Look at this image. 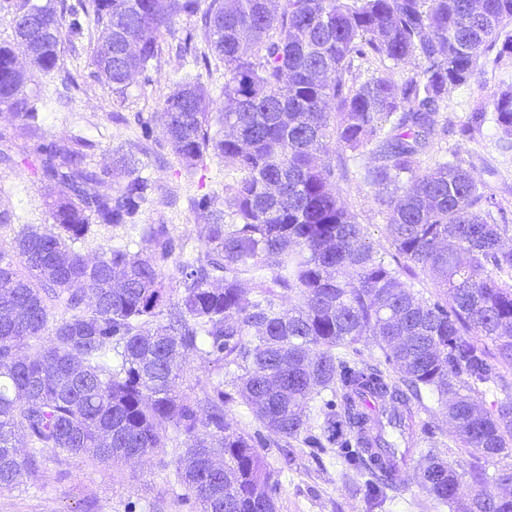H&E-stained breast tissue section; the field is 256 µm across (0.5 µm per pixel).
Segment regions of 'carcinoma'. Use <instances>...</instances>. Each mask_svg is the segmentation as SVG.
Listing matches in <instances>:
<instances>
[{"instance_id": "carcinoma-1", "label": "carcinoma", "mask_w": 512, "mask_h": 512, "mask_svg": "<svg viewBox=\"0 0 512 512\" xmlns=\"http://www.w3.org/2000/svg\"><path fill=\"white\" fill-rule=\"evenodd\" d=\"M5 2L47 81L71 82L61 75V35L98 32L91 77L119 97L135 73L150 82L174 18L199 20L207 49L189 32L179 53L208 73L212 61L224 64V110L207 111V88L184 78L160 111L133 120L145 142L162 124L187 170L215 155L243 176L222 196L188 199L207 233L197 256L179 263L180 297L171 302L161 280L184 244L164 224L136 222L150 180L124 156L110 170L91 166L92 144L81 138H40L35 173L63 193L45 201L58 232L25 224L12 253L0 251V486L30 483L46 452L108 464L141 459L174 437L184 444L177 480L200 512H276L273 474L228 403L239 400L279 438L296 440L307 431L308 404L338 386L356 446L395 464L407 461L416 430L426 432L412 410L425 392L470 454L512 459L506 225L458 155L421 169L435 142L471 140L485 122L481 105L457 127L440 114L448 91L469 85L487 59L512 64V0H479L478 13L472 0ZM372 60L393 67L358 80V63ZM27 82L11 47L0 45V106L31 129ZM492 106L500 147L512 148V87ZM332 144L368 151L362 179L389 210L395 263L365 241L336 193L335 167L322 159ZM107 175L124 182L93 190ZM96 226H123L127 240L90 261L74 244ZM419 270L437 277L444 301L431 303L402 280ZM368 341L399 382L336 353ZM191 354L236 365V395L219 384L202 399L184 393ZM488 383L505 393L493 411L473 396ZM366 393L382 401L384 417L363 410ZM425 457L420 479L438 502L454 512H512V496H459L456 469L435 448ZM471 477L512 483V462L492 475L475 466Z\"/></svg>"}]
</instances>
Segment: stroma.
Listing matches in <instances>:
<instances>
[{"label":"stroma","mask_w":512,"mask_h":512,"mask_svg":"<svg viewBox=\"0 0 512 512\" xmlns=\"http://www.w3.org/2000/svg\"><path fill=\"white\" fill-rule=\"evenodd\" d=\"M195 26V21L175 19L174 32L163 37L162 51L149 78L133 76L122 99L110 86L91 78L93 45L89 39L64 43L60 64L77 88L41 111V134L17 130L12 112L0 107V131L10 134L0 149L13 159L10 166L0 165V213L12 217L11 223L0 225V251L9 250L17 225L34 224L46 231L51 228L45 201L59 190L41 183L33 169L34 148L42 134L65 143L72 136H83L92 143L88 161L99 169L111 167L115 152L132 153L155 184L154 200L142 210L139 223L167 225L174 237L199 244L205 225L190 210L189 197L221 192L224 184L240 178V171L215 157L208 159L205 168L186 171L169 151L162 126H155L152 141L143 148L137 144L136 126L123 122L136 112L159 111L175 81L186 72L178 44ZM507 86H512V67L486 64L483 74L469 86L449 92L443 116L463 119L476 105H490L499 89ZM459 155L467 167L483 177L487 193L512 221V151L498 147L494 124L486 123L474 140L461 143ZM339 157L349 174L335 179L338 195L361 224L367 242L384 257H391L389 213L376 202L374 188L363 185L356 175L366 164L367 154H328L332 161ZM237 375L236 366L192 355L186 361L181 388L201 398L220 383L230 393ZM341 404V397L327 392L317 397L305 438L292 441L286 449L248 409L231 404L240 430L263 444L261 453L277 483V512H452L422 485L420 454H412L402 485L391 488L373 484L369 473L353 460V435L339 416ZM418 415L431 428L432 446L455 463L461 496L474 493L470 470L475 460L458 448L452 427L435 399L424 396ZM0 512H199V507L186 498L175 476L174 450L167 447L118 465H104L88 456L60 459L47 455L35 485L0 487Z\"/></svg>","instance_id":"1"}]
</instances>
